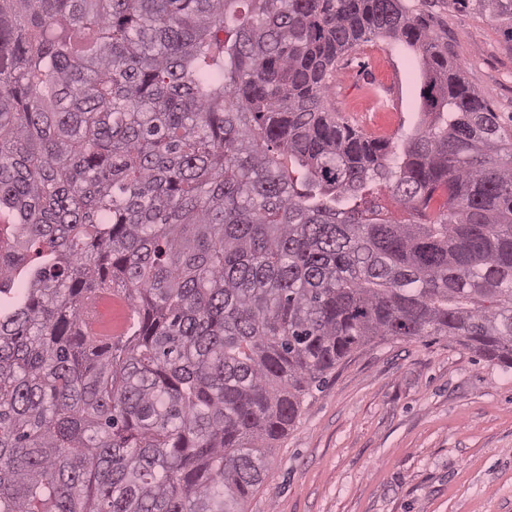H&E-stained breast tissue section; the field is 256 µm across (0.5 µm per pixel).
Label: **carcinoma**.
Returning <instances> with one entry per match:
<instances>
[{
    "instance_id": "obj_1",
    "label": "carcinoma",
    "mask_w": 512,
    "mask_h": 512,
    "mask_svg": "<svg viewBox=\"0 0 512 512\" xmlns=\"http://www.w3.org/2000/svg\"><path fill=\"white\" fill-rule=\"evenodd\" d=\"M430 4L0 0V512H246L354 347L512 368V147ZM380 37L423 64L397 148L325 106ZM90 288L138 315L108 346ZM367 205H373L374 209L380 211L382 216L391 217L398 220L409 219L418 220L417 215L411 212L403 211L391 197L385 187L373 185L371 190L365 196ZM112 296L115 302L112 288H96L84 295L80 321L84 336L94 341H111L126 333L131 324L130 314L122 312L113 320L105 314L106 308L112 307Z\"/></svg>"
}]
</instances>
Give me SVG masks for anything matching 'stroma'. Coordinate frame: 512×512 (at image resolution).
<instances>
[{
  "mask_svg": "<svg viewBox=\"0 0 512 512\" xmlns=\"http://www.w3.org/2000/svg\"><path fill=\"white\" fill-rule=\"evenodd\" d=\"M435 29L512 141V14L434 9ZM422 65L374 39L338 61L328 104L358 131L405 138ZM247 512H512V369L445 336L377 339L304 395Z\"/></svg>",
  "mask_w": 512,
  "mask_h": 512,
  "instance_id": "35a3bbf8",
  "label": "stroma"
}]
</instances>
